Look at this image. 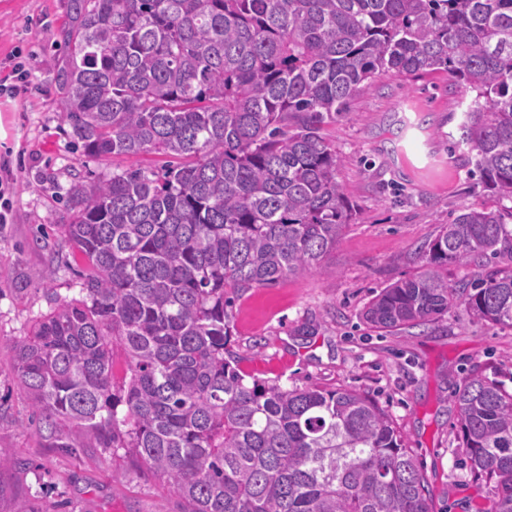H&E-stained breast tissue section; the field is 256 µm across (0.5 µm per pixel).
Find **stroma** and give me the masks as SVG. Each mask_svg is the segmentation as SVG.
Segmentation results:
<instances>
[{
	"instance_id": "1",
	"label": "stroma",
	"mask_w": 512,
	"mask_h": 512,
	"mask_svg": "<svg viewBox=\"0 0 512 512\" xmlns=\"http://www.w3.org/2000/svg\"><path fill=\"white\" fill-rule=\"evenodd\" d=\"M68 22L69 0H0V79L19 62L29 70L15 94L0 95V168L12 183L11 218L0 224V448L18 459L0 476V512H16L25 497L45 507L65 502L64 512H180L177 497L132 457L48 447L14 370V341L49 309L47 268L59 297L79 295L82 264L61 232L71 184L162 163L153 154L101 161L78 149L60 121L57 84ZM462 97L444 73H383L323 125L342 159L352 222L314 274L242 292L227 345L238 368L260 381L375 399L419 462L434 512H474L490 499L461 446L456 396L474 370L512 389V329L461 306L395 332L372 328L363 313L382 288L422 271L429 242L461 207L496 204L467 153L452 146Z\"/></svg>"
}]
</instances>
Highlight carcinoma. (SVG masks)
<instances>
[{
	"label": "carcinoma",
	"mask_w": 512,
	"mask_h": 512,
	"mask_svg": "<svg viewBox=\"0 0 512 512\" xmlns=\"http://www.w3.org/2000/svg\"><path fill=\"white\" fill-rule=\"evenodd\" d=\"M57 82L83 153L156 154L69 189L80 299L50 298L13 344L41 437L124 448L182 512H433L385 410L349 388L265 384L225 358L230 295L319 270L353 218L321 135L375 74L445 72L470 98L455 145L512 202V0H70ZM424 270L380 291L393 332L454 306L512 328V224L463 207ZM496 265L452 286L448 266ZM125 356L117 385L116 350ZM125 406L123 416L118 407ZM476 512H512V391L457 394Z\"/></svg>",
	"instance_id": "carcinoma-1"
}]
</instances>
